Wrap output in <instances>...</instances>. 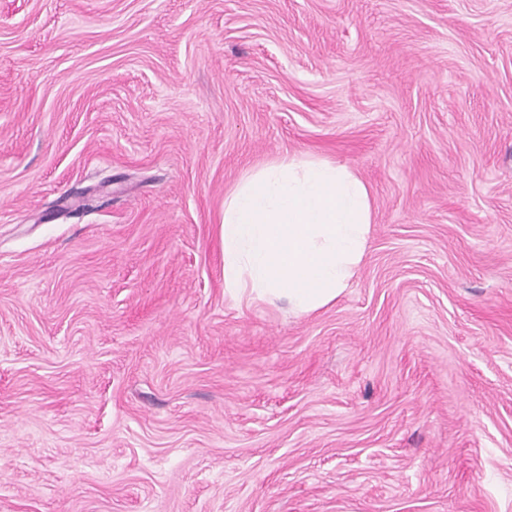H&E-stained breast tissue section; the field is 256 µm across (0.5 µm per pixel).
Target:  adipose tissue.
<instances>
[{"label":"adipose tissue","mask_w":512,"mask_h":512,"mask_svg":"<svg viewBox=\"0 0 512 512\" xmlns=\"http://www.w3.org/2000/svg\"><path fill=\"white\" fill-rule=\"evenodd\" d=\"M373 209L365 183L327 160L276 158L224 198V292L283 300L306 316L343 294L367 252Z\"/></svg>","instance_id":"ef3b65f1"}]
</instances>
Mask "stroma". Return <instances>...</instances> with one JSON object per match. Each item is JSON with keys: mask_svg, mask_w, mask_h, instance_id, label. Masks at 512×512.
Wrapping results in <instances>:
<instances>
[{"mask_svg": "<svg viewBox=\"0 0 512 512\" xmlns=\"http://www.w3.org/2000/svg\"><path fill=\"white\" fill-rule=\"evenodd\" d=\"M286 155L374 214L307 316L224 293ZM0 512H512V0H0Z\"/></svg>", "mask_w": 512, "mask_h": 512, "instance_id": "35a3bbf8", "label": "stroma"}]
</instances>
